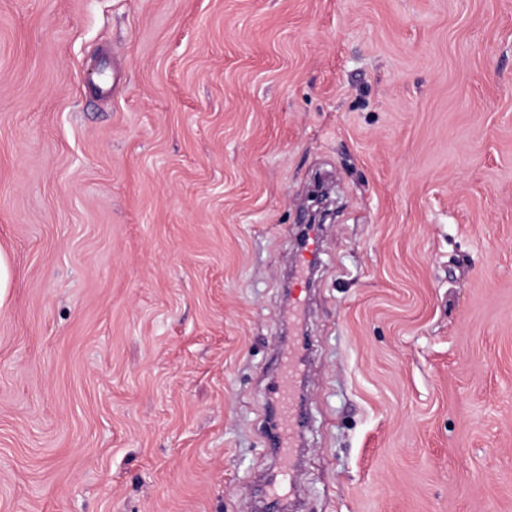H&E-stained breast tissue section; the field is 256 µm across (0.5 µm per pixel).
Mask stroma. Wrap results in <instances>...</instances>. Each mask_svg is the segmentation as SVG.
Instances as JSON below:
<instances>
[{"label":"stroma","mask_w":512,"mask_h":512,"mask_svg":"<svg viewBox=\"0 0 512 512\" xmlns=\"http://www.w3.org/2000/svg\"><path fill=\"white\" fill-rule=\"evenodd\" d=\"M0 251V512H512V0H0ZM288 347V370L284 371L275 392L279 399V408L275 420L267 433V444L274 448L284 460L292 457L294 439L300 436L303 427L301 404L296 400L293 383L297 378L296 367L301 360L304 341L298 338Z\"/></svg>","instance_id":"1"}]
</instances>
